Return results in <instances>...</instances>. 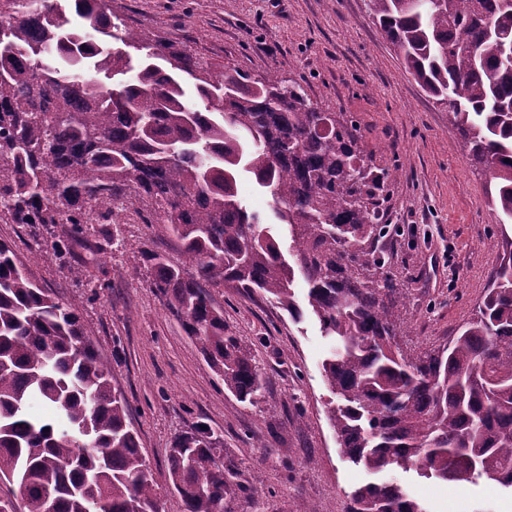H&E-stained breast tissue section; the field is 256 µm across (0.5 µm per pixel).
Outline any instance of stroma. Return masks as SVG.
<instances>
[{
	"instance_id": "obj_1",
	"label": "stroma",
	"mask_w": 512,
	"mask_h": 512,
	"mask_svg": "<svg viewBox=\"0 0 512 512\" xmlns=\"http://www.w3.org/2000/svg\"><path fill=\"white\" fill-rule=\"evenodd\" d=\"M113 13L145 37L188 49L225 68L269 72L299 82L322 111L354 120L370 165H399L383 204L401 236L388 240L389 271L404 294L396 313L406 327L404 352L448 342L470 320L502 250L498 216L485 178L466 158L448 113L405 69L381 33L370 0H112ZM238 196L265 219L264 231L287 262L295 245L273 201L250 173ZM51 231L1 224L29 276L72 304L129 406L131 428L162 498V512H184L171 489L168 454L176 436L204 423L223 444L215 459L236 471L233 512H346L351 493L372 476L340 451L328 420L335 404L323 364L333 347L312 313L293 321L263 293L232 285L210 288L224 322L251 348L264 389L257 403L225 391L200 351L150 284L140 252L182 259L166 225L126 217L121 246L89 225L63 255L51 253ZM111 254L100 264V251ZM428 512H512V490L427 478L416 470L384 473Z\"/></svg>"
}]
</instances>
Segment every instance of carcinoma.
Returning a JSON list of instances; mask_svg holds the SVG:
<instances>
[{
  "label": "carcinoma",
  "instance_id": "1",
  "mask_svg": "<svg viewBox=\"0 0 512 512\" xmlns=\"http://www.w3.org/2000/svg\"><path fill=\"white\" fill-rule=\"evenodd\" d=\"M9 2L0 11V221L81 234L95 216L114 223L111 201L132 199L143 223L168 225L181 245L179 264L141 251L151 286L224 390L253 403L261 375L206 285L258 289L296 321L303 312L294 269L238 199L239 172L252 174L297 242L312 313L338 343L324 372L344 455L372 474L416 469L512 489V236L501 231L475 317L447 344L405 355L382 208L400 167L365 164L353 121L315 107L295 81L216 73L149 40L113 21L111 0ZM371 2L404 67L446 105L488 204L512 224V0ZM109 376L75 309L0 242V512H162ZM74 431L83 445L68 439ZM219 440L199 425L172 445L184 512H232L240 485L216 464ZM347 512L427 510L398 485L371 482L351 493Z\"/></svg>",
  "mask_w": 512,
  "mask_h": 512
}]
</instances>
